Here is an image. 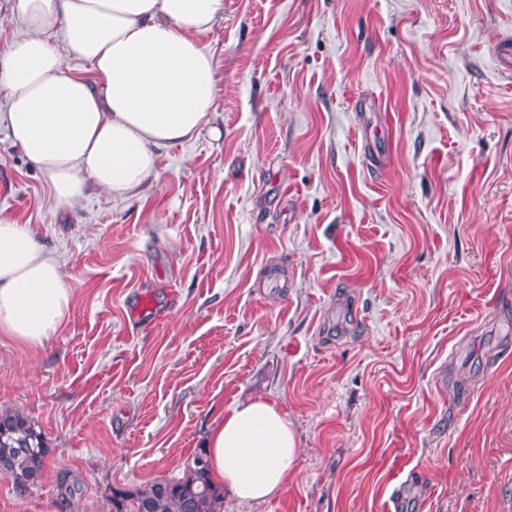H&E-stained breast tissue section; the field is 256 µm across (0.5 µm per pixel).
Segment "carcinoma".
<instances>
[{"label":"carcinoma","instance_id":"cac0c4a2","mask_svg":"<svg viewBox=\"0 0 512 512\" xmlns=\"http://www.w3.org/2000/svg\"><path fill=\"white\" fill-rule=\"evenodd\" d=\"M48 447L43 433L19 411L0 413V472L13 477L15 490L29 489L41 479ZM224 489L211 479L204 452L195 453L183 475L159 479L114 497L115 512H219Z\"/></svg>","mask_w":512,"mask_h":512}]
</instances>
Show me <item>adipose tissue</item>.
<instances>
[{
  "label": "adipose tissue",
  "instance_id": "obj_1",
  "mask_svg": "<svg viewBox=\"0 0 512 512\" xmlns=\"http://www.w3.org/2000/svg\"><path fill=\"white\" fill-rule=\"evenodd\" d=\"M224 0H16L24 37L0 57L10 136L48 177L58 205L95 186L124 199L157 174L161 148L194 141L219 88L198 34ZM88 61L70 73L65 54ZM73 287L28 225L0 215V336L36 349L69 319ZM212 477L245 502L276 495L298 455L287 418L264 400L234 406L205 443Z\"/></svg>",
  "mask_w": 512,
  "mask_h": 512
}]
</instances>
